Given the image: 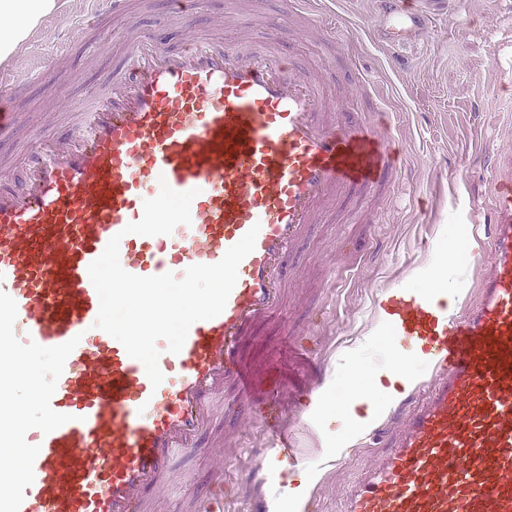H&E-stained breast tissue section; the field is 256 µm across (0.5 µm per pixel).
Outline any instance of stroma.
Masks as SVG:
<instances>
[{"label": "stroma", "mask_w": 512, "mask_h": 512, "mask_svg": "<svg viewBox=\"0 0 512 512\" xmlns=\"http://www.w3.org/2000/svg\"><path fill=\"white\" fill-rule=\"evenodd\" d=\"M56 2L37 27L39 46L22 43L9 58L20 67L55 60L56 90L51 96L36 86L13 92L17 118L11 136L0 138V173L23 175V145L42 124L65 120L71 98L98 94L99 77L119 66L125 40L161 29L177 48L188 36L172 0H129L124 14L106 21L116 37L100 40L90 55L84 50L90 35L79 25L82 8L75 0ZM323 3L336 15L329 35L302 15H284L275 0H198L193 6L198 32L220 34L244 55L256 51L267 29H278L274 52L307 62L310 76L322 84L328 120L352 119L390 135L399 154L387 188L367 197L345 190L290 252L291 307L248 346L266 388H277L283 409L293 416L288 433L297 453L291 463L310 475L308 496L293 512H341L349 480L379 454L368 434L392 407L381 403L369 423L326 439L320 413L305 404L310 376L293 353L296 339L306 338L325 362L317 397L342 400L351 362L378 367L387 357L390 329L382 297L415 278L429 282L445 254L444 242L455 235L465 252L455 271L456 299L466 307L477 278L488 271L471 223L475 206L498 177L486 159L512 149V0H451L447 15L433 21L421 43L404 49L373 38L376 0ZM369 78L375 82L371 90L364 85ZM379 93L388 112L384 119L371 107ZM231 407V399H221L214 414L215 430L224 436L225 476L237 482L256 468L267 484L262 496L243 488L230 512H254L262 499L275 512L282 463L268 452L260 421L242 423ZM211 465L206 456H177L174 484L156 499V512H187Z\"/></svg>", "instance_id": "obj_1"}]
</instances>
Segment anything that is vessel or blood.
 <instances>
[{
    "instance_id": "vessel-or-blood-1",
    "label": "vessel or blood",
    "mask_w": 512,
    "mask_h": 512,
    "mask_svg": "<svg viewBox=\"0 0 512 512\" xmlns=\"http://www.w3.org/2000/svg\"><path fill=\"white\" fill-rule=\"evenodd\" d=\"M90 2L89 24L127 4ZM380 3L375 39L420 40L424 11ZM286 8L334 25L317 0ZM21 81L51 78L0 67V130L13 121L8 94ZM105 83L107 92L71 103L73 123L37 129L25 178L0 182V405L19 375L15 337L58 356L37 401L44 422L21 414L0 433V445L25 451L20 475L0 471L8 512H145L177 453L213 447L212 404L227 392L243 421L270 415L273 440L287 438L275 397H253L246 343L286 311L284 261L328 201L350 187L379 191L396 168L369 127L326 121L321 85L301 63L240 55L215 33L175 51L144 33ZM493 164L501 175L481 243L490 270L462 314L427 298L394 300L393 334L421 342L433 375L371 430L382 452L348 484L343 512H512V154ZM164 183L196 190L190 225L126 233ZM255 225L256 247L224 311L194 323L180 353H161L159 387L94 330L100 301L88 267L113 236L123 269L152 276L216 263ZM234 499L218 469L194 512H224Z\"/></svg>"
}]
</instances>
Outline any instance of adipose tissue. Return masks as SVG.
Here are the masks:
<instances>
[{
	"label": "adipose tissue",
	"mask_w": 512,
	"mask_h": 512,
	"mask_svg": "<svg viewBox=\"0 0 512 512\" xmlns=\"http://www.w3.org/2000/svg\"><path fill=\"white\" fill-rule=\"evenodd\" d=\"M56 0H0V61L11 56L23 43L40 20L53 11ZM419 351L394 349L385 370L371 371L369 365L356 362L344 384L348 399L343 412L348 420L372 413L380 400L396 395L407 387L419 367ZM51 367L49 360L37 354L24 357L20 370L24 375L22 386L13 397V408L29 415H37L36 398L41 392Z\"/></svg>",
	"instance_id": "obj_1"
}]
</instances>
